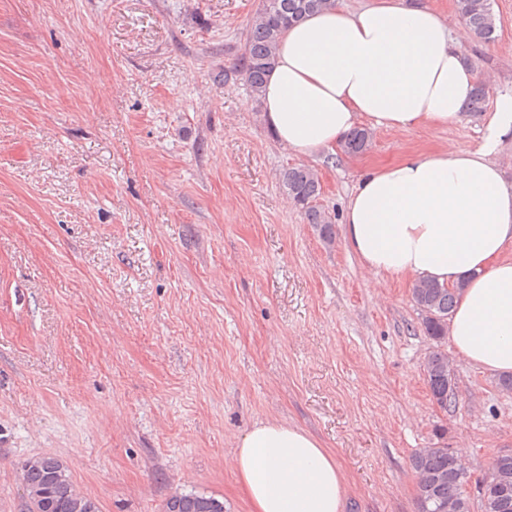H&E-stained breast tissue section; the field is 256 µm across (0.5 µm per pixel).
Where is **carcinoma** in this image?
I'll list each match as a JSON object with an SVG mask.
<instances>
[{"mask_svg": "<svg viewBox=\"0 0 512 512\" xmlns=\"http://www.w3.org/2000/svg\"><path fill=\"white\" fill-rule=\"evenodd\" d=\"M335 0H261L253 17L244 52L238 60V71L244 77L252 95L262 97L269 73L275 66L276 48L289 25L318 12ZM460 16L474 35L490 39L495 32V17L491 0H456ZM371 145V133L366 128L351 132L343 151L362 154ZM282 184L300 207L307 223L314 225L319 236L329 241L333 235L332 218L322 211L316 200L321 194L318 175L305 166L289 167L282 173ZM459 288H448L432 281L419 280L412 288L413 301L422 313L424 333L438 344L448 337V318L455 305ZM425 377L435 403L446 410L456 400L455 382L448 354L441 349L432 351L425 366ZM417 474L427 473L439 478L429 488L417 487L419 512H448V505L457 502L469 476L456 455L446 448H422L412 456ZM22 481L29 483L39 496L38 512H99L79 505L78 492L63 462L50 455L26 460L21 466ZM488 506L482 512H512V456L496 458L484 476ZM212 498L197 494H175L166 501V512H209Z\"/></svg>", "mask_w": 512, "mask_h": 512, "instance_id": "carcinoma-1", "label": "carcinoma"}]
</instances>
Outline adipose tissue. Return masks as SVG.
Listing matches in <instances>:
<instances>
[{
  "mask_svg": "<svg viewBox=\"0 0 512 512\" xmlns=\"http://www.w3.org/2000/svg\"><path fill=\"white\" fill-rule=\"evenodd\" d=\"M464 32L421 0L332 6L291 26L262 93L274 140L335 151L357 128L453 131L475 87ZM473 151L409 153L366 172L344 210L346 248L376 287L405 278L458 287L448 337L459 359L512 374V185L494 160L512 132V94L482 122ZM252 512H342L336 459L309 432L266 419L229 460Z\"/></svg>",
  "mask_w": 512,
  "mask_h": 512,
  "instance_id": "adipose-tissue-1",
  "label": "adipose tissue"
}]
</instances>
